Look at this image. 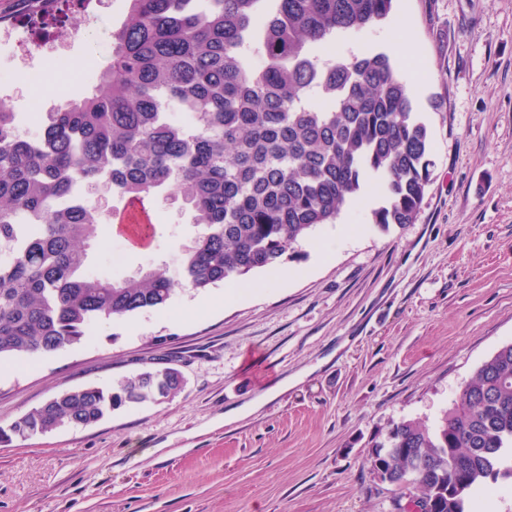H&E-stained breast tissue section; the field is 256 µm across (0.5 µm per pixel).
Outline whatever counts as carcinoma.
<instances>
[{"instance_id":"1","label":"carcinoma","mask_w":512,"mask_h":512,"mask_svg":"<svg viewBox=\"0 0 512 512\" xmlns=\"http://www.w3.org/2000/svg\"><path fill=\"white\" fill-rule=\"evenodd\" d=\"M57 19L72 0H15ZM112 61L90 95L43 116L38 141L0 103V361L73 349L99 323L165 307L160 269L85 271L105 216L82 191L149 204L174 188L204 227L183 249L181 284L231 288L275 271L288 249L334 224L366 179L381 181L382 227L414 223L430 182L431 142L386 51L324 58L344 35L380 25L394 0H127ZM265 61L253 66L252 56ZM178 105L187 124L171 120ZM173 367L105 388L64 391L0 441L87 427L121 407L182 389ZM512 449V342L476 369L432 427L402 420L372 445L374 474L417 475L398 512H470Z\"/></svg>"}]
</instances>
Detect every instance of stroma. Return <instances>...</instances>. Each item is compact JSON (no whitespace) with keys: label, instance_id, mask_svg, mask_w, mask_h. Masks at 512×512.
<instances>
[{"label":"stroma","instance_id":"stroma-1","mask_svg":"<svg viewBox=\"0 0 512 512\" xmlns=\"http://www.w3.org/2000/svg\"><path fill=\"white\" fill-rule=\"evenodd\" d=\"M126 0L93 16L46 59L0 40V101L25 113L85 96V63L112 60ZM413 42L394 62L431 140V182L414 223L381 228L342 210L294 245L278 271L237 285L178 287L171 303L95 327L78 348L0 366V427L64 391L178 368L174 398L113 411L0 446V512H394L397 487L369 456L403 420L432 426L460 387L512 341V0H396L359 47ZM179 193L158 202L138 249L103 224L87 269L164 267L177 281L199 233ZM278 394L264 399L271 387ZM263 404L233 422L227 413Z\"/></svg>","mask_w":512,"mask_h":512}]
</instances>
